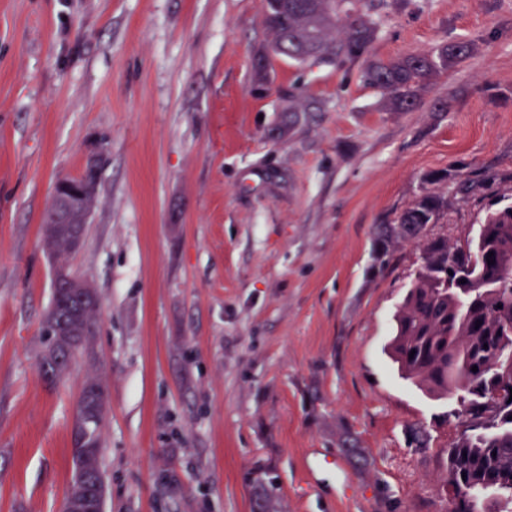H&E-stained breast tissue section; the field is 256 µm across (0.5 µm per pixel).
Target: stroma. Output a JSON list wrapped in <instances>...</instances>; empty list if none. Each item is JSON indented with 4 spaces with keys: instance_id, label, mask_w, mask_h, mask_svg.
<instances>
[{
    "instance_id": "35a3bbf8",
    "label": "stroma",
    "mask_w": 512,
    "mask_h": 512,
    "mask_svg": "<svg viewBox=\"0 0 512 512\" xmlns=\"http://www.w3.org/2000/svg\"><path fill=\"white\" fill-rule=\"evenodd\" d=\"M369 6L370 58L478 52L386 112L360 60L274 56L259 84L263 0H0V512H60L91 377L105 512H450L454 405L384 351L420 254L367 270L377 225L447 174L512 195V0ZM299 88L308 113L282 129ZM91 166L69 263L99 309L53 382L43 220ZM481 215L455 201L428 231L462 244ZM94 179L92 173L85 176L82 180H72L69 178H62L57 183L58 195L64 193H71L77 195L79 198H83L86 201L85 206L75 211L71 215L72 224H86L89 213H90V200L95 191V182L90 183L91 179Z\"/></svg>"
}]
</instances>
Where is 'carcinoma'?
I'll return each mask as SVG.
<instances>
[{"instance_id":"cac0c4a2","label":"carcinoma","mask_w":512,"mask_h":512,"mask_svg":"<svg viewBox=\"0 0 512 512\" xmlns=\"http://www.w3.org/2000/svg\"><path fill=\"white\" fill-rule=\"evenodd\" d=\"M358 2L268 0L265 23L273 34V51L299 64L364 59L378 21ZM345 18L342 39L331 40L329 31ZM476 50L472 42H457L387 62L365 59L362 78L380 92L388 111L403 112L418 105L435 77ZM448 179L454 183L453 198L467 202L493 176L456 173ZM65 206V199L54 197L46 216V226L56 227L55 238H45L46 246L61 255L77 250L71 225L60 223ZM448 208V198L424 188L395 223L377 226L372 271L387 268L403 243L417 245L421 259L393 314L386 352L403 379L430 397L454 401L457 417L470 421L448 444L444 488L452 512H512V197H493L484 204L478 234L464 246L427 235L428 226L441 223ZM95 312L88 305L76 315L64 299L52 295L45 324L53 336L41 359L49 380L65 375L75 354L87 347L90 337L82 332ZM474 366L478 371H472ZM86 390L92 394L86 405L90 415L76 406L71 495L105 482L100 438L106 392L92 378L81 388Z\"/></svg>"}]
</instances>
